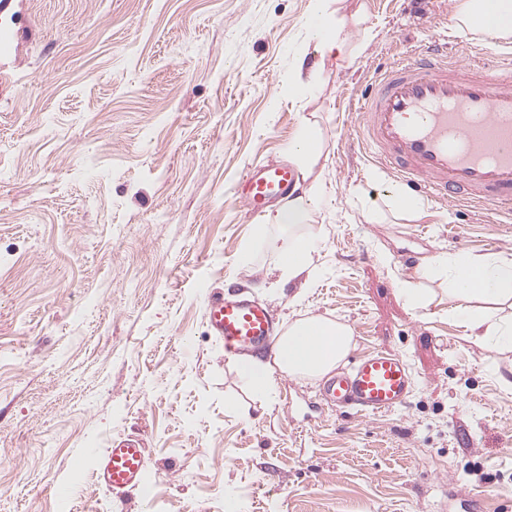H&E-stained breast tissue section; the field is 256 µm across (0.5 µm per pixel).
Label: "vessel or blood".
I'll return each instance as SVG.
<instances>
[{"label": "vessel or blood", "instance_id": "1", "mask_svg": "<svg viewBox=\"0 0 512 512\" xmlns=\"http://www.w3.org/2000/svg\"><path fill=\"white\" fill-rule=\"evenodd\" d=\"M358 110L364 117L358 146L398 186L435 203L488 204L512 214L511 59L458 63L448 58L447 39L438 38L383 69ZM297 181L293 168L269 164L247 176L240 198L249 212H260ZM205 320L237 354L275 339L272 311L254 299L210 295ZM413 388L406 360L379 349L327 379L320 395L330 408L374 416L407 404ZM145 463L143 440L120 438L100 456L95 479L120 498L141 489Z\"/></svg>", "mask_w": 512, "mask_h": 512}]
</instances>
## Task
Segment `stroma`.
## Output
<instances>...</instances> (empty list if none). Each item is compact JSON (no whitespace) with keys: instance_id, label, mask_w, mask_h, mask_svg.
I'll return each mask as SVG.
<instances>
[{"instance_id":"stroma-1","label":"stroma","mask_w":512,"mask_h":512,"mask_svg":"<svg viewBox=\"0 0 512 512\" xmlns=\"http://www.w3.org/2000/svg\"><path fill=\"white\" fill-rule=\"evenodd\" d=\"M311 0H0V512H512V351L466 337L445 283L411 308L415 267L465 239L512 257L495 209L392 210L357 146L354 103L432 36L511 53L453 26L448 0H332L351 47L280 87ZM328 154L313 284L282 288L243 177L287 163L302 121ZM413 258L414 268L402 265ZM265 302L280 327L321 316L350 358L401 355L408 403L373 417L279 377L261 399L204 316L211 292ZM144 439L146 495L92 479L112 439Z\"/></svg>"}]
</instances>
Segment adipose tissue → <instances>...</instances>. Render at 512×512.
<instances>
[{
  "instance_id": "obj_1",
  "label": "adipose tissue",
  "mask_w": 512,
  "mask_h": 512,
  "mask_svg": "<svg viewBox=\"0 0 512 512\" xmlns=\"http://www.w3.org/2000/svg\"><path fill=\"white\" fill-rule=\"evenodd\" d=\"M453 20L466 29L512 41V0H456ZM305 30L321 59L342 56L347 39L327 0H312ZM324 153L318 126L304 122L288 145V157L302 174L297 193L288 196L256 225L246 243L242 261H249L259 244L274 254L273 268L279 284L311 278L313 255L320 247L321 231L314 228L316 213L324 203V179L314 168ZM417 276L424 281L443 280L453 305L449 316L480 342L497 350H512V258L478 256L466 250L440 252L420 265ZM351 329L321 317H302L288 324L273 348L271 359L250 356L238 363V374L251 392L271 398L281 376L319 379L336 369L352 348Z\"/></svg>"
}]
</instances>
